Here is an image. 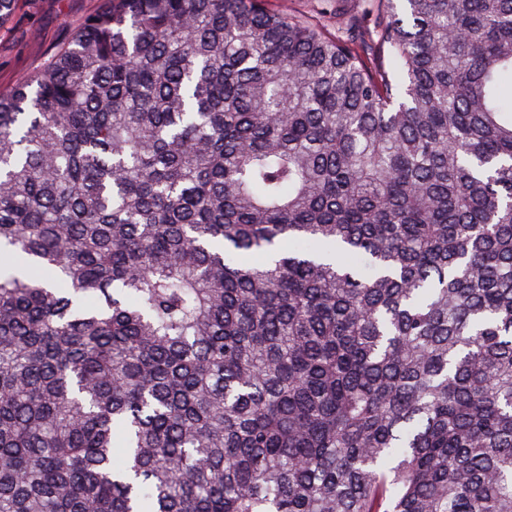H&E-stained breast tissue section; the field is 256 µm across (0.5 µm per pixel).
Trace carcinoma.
I'll list each match as a JSON object with an SVG mask.
<instances>
[{"label": "carcinoma", "mask_w": 512, "mask_h": 512, "mask_svg": "<svg viewBox=\"0 0 512 512\" xmlns=\"http://www.w3.org/2000/svg\"><path fill=\"white\" fill-rule=\"evenodd\" d=\"M363 4L0 95V512H512V0Z\"/></svg>", "instance_id": "obj_1"}]
</instances>
